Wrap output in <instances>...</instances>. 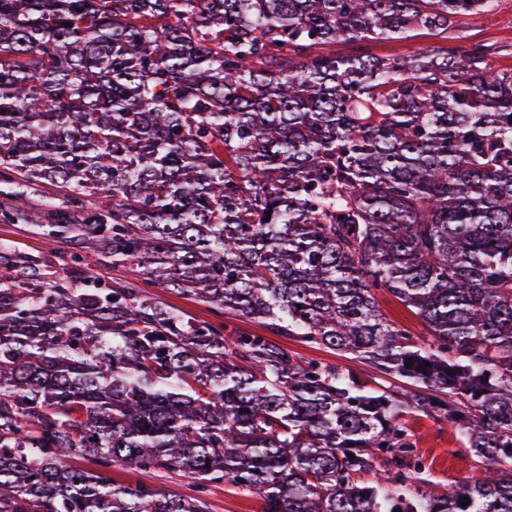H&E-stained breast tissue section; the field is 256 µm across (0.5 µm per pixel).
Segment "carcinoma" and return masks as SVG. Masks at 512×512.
<instances>
[{
    "label": "carcinoma",
    "instance_id": "1",
    "mask_svg": "<svg viewBox=\"0 0 512 512\" xmlns=\"http://www.w3.org/2000/svg\"><path fill=\"white\" fill-rule=\"evenodd\" d=\"M494 4L0 0V183L61 192L52 237L410 385L1 244L0 512H208L223 482L263 512H512V69L448 44ZM421 29L441 42L332 50ZM419 415L462 426L484 478L417 486ZM428 31H419L418 35L413 39L400 42H368V43H351L338 41L334 50L338 56H346L352 54L369 53L378 56H389L397 54H407L417 51L430 45H434L437 39L427 35ZM378 300L382 311L388 318L416 331L420 340L425 339V328L422 323L396 298L383 291L378 295ZM155 489L168 492V493H179V492H188L187 488L189 487L191 479L187 477H178L167 475L164 473H158L152 479L148 480Z\"/></svg>",
    "mask_w": 512,
    "mask_h": 512
}]
</instances>
